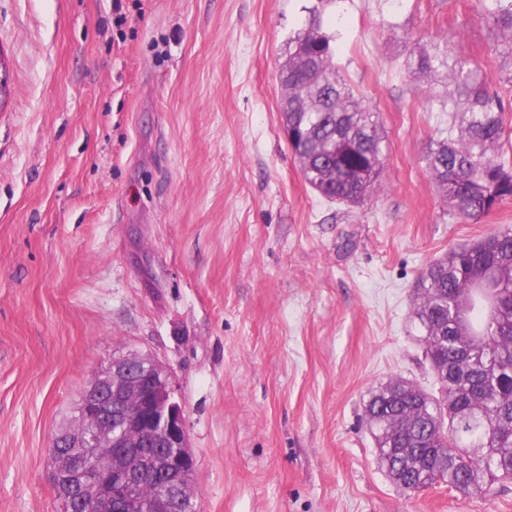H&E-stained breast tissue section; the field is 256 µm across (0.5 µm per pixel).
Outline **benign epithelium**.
Masks as SVG:
<instances>
[{
    "label": "benign epithelium",
    "mask_w": 512,
    "mask_h": 512,
    "mask_svg": "<svg viewBox=\"0 0 512 512\" xmlns=\"http://www.w3.org/2000/svg\"><path fill=\"white\" fill-rule=\"evenodd\" d=\"M96 449L90 460L67 465L55 458L54 475L68 473L61 490L68 501L109 512L120 501L128 512H192L195 459L188 443L184 410L170 373L148 355L112 358L85 393L77 427L55 439V448L75 444ZM161 475L167 492L142 505L143 481Z\"/></svg>",
    "instance_id": "7a95c632"
}]
</instances>
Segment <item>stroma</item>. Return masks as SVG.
I'll use <instances>...</instances> for the list:
<instances>
[{"label":"stroma","mask_w":512,"mask_h":512,"mask_svg":"<svg viewBox=\"0 0 512 512\" xmlns=\"http://www.w3.org/2000/svg\"><path fill=\"white\" fill-rule=\"evenodd\" d=\"M311 0H0V512H64L50 448L90 379L172 373L199 512H512V479L410 493L364 405L439 391L412 319L427 265L512 227L463 221L424 157L450 116L411 47L512 67L478 0H337L335 65L380 114L381 186L321 198L279 114L281 48Z\"/></svg>","instance_id":"stroma-1"}]
</instances>
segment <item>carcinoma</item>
Returning <instances> with one entry per match:
<instances>
[{
    "label": "carcinoma",
    "instance_id": "carcinoma-1",
    "mask_svg": "<svg viewBox=\"0 0 512 512\" xmlns=\"http://www.w3.org/2000/svg\"><path fill=\"white\" fill-rule=\"evenodd\" d=\"M335 0H316L285 43L281 123L305 182L321 197L357 206L380 186L386 157L380 114L361 104L337 73L336 36L324 18ZM497 36L496 50L512 57V0H481ZM446 71L463 105L465 127L439 129L426 155L431 176L453 212L477 220L512 200V157L501 151L505 105L480 66L433 43L410 53L408 70ZM413 320L439 373L440 396L391 380L372 393L364 420L377 459L394 484L421 491L444 484L464 494L512 474V228L430 264L416 284ZM448 368V375L442 369ZM165 480L141 486L143 501L161 497Z\"/></svg>",
    "mask_w": 512,
    "mask_h": 512
}]
</instances>
